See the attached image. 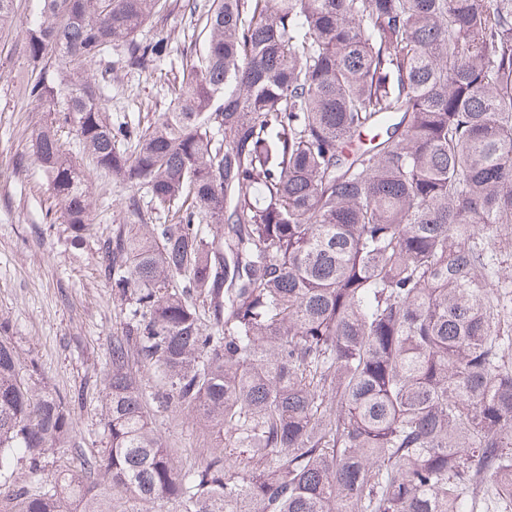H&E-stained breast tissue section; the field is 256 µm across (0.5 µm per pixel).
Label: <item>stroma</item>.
Wrapping results in <instances>:
<instances>
[{
  "mask_svg": "<svg viewBox=\"0 0 512 512\" xmlns=\"http://www.w3.org/2000/svg\"><path fill=\"white\" fill-rule=\"evenodd\" d=\"M169 2L163 20L149 22L143 35L162 31L171 53L149 75L116 69L106 105L113 122L149 119L163 111L182 53L204 45L206 35L184 10L183 0ZM30 5L31 0H15V24L0 33V322L22 367L37 365L38 378L49 389L81 396L70 443L46 456L48 471L80 476L84 456L107 445L101 416L106 360L125 321L122 305L100 270L98 244L126 222L129 190L111 175L89 169L94 229L73 242L32 150L39 124L55 115L38 111L15 80L33 67L24 36ZM135 375L147 394V410L159 437L182 468L197 467L223 451V438L194 412L164 402L153 369L139 365Z\"/></svg>",
  "mask_w": 512,
  "mask_h": 512,
  "instance_id": "1",
  "label": "stroma"
}]
</instances>
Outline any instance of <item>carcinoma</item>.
I'll list each match as a JSON object with an SVG mask.
<instances>
[{"label": "carcinoma", "instance_id": "cac0c4a2", "mask_svg": "<svg viewBox=\"0 0 512 512\" xmlns=\"http://www.w3.org/2000/svg\"><path fill=\"white\" fill-rule=\"evenodd\" d=\"M185 7L204 47L145 125L105 116L107 79L169 56L138 38L167 0H36L26 23L64 222L82 237L92 204L61 127L132 195L99 241L127 317L95 484L43 478L70 400L0 336V475L31 476L10 512H512V0ZM136 362L224 452L177 468Z\"/></svg>", "mask_w": 512, "mask_h": 512}]
</instances>
